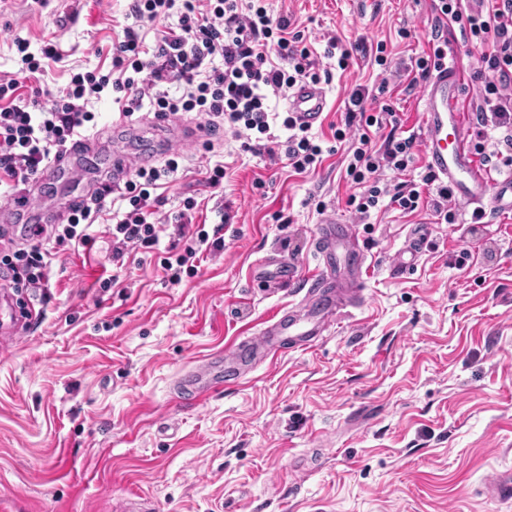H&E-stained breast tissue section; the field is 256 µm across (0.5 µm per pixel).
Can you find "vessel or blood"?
Instances as JSON below:
<instances>
[{"instance_id":"b4317fda","label":"vessel or blood","mask_w":512,"mask_h":512,"mask_svg":"<svg viewBox=\"0 0 512 512\" xmlns=\"http://www.w3.org/2000/svg\"><path fill=\"white\" fill-rule=\"evenodd\" d=\"M459 103L456 70L448 67L432 74L422 105L427 164L460 201L472 206L474 213H485L490 207L512 213V178L488 180L474 163L461 130ZM326 107V90L318 83L299 84L288 97L289 111L310 127L321 122ZM315 251L318 264L309 277L308 294L301 307L277 310L259 335L240 340L231 355H213L192 371L181 385L190 388L194 401H204L223 386L243 380L259 356L274 357L287 350L315 347L343 310L360 304L366 254L354 226L333 216L320 218ZM254 275L283 282L294 279L296 270L273 254L256 265ZM484 492L495 500H511L512 471L495 473Z\"/></svg>"}]
</instances>
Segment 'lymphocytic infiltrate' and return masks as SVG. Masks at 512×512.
I'll use <instances>...</instances> for the list:
<instances>
[{"mask_svg":"<svg viewBox=\"0 0 512 512\" xmlns=\"http://www.w3.org/2000/svg\"><path fill=\"white\" fill-rule=\"evenodd\" d=\"M431 10L432 47L415 58L411 69L418 78L409 81L408 90L447 65L442 27L457 25L464 38L482 48L479 72L484 85L472 114L473 151L490 175L511 169L512 0H436ZM129 16L122 40L112 46L111 72L74 74L49 107L21 98L18 89L21 76L44 71L58 61L59 52L48 43L36 55L27 41H17L19 75L0 81V177L18 186L40 175L82 131L94 127L88 104L108 89L117 92L126 121H139L146 113L163 119L194 112L205 117L209 131H230L245 151L254 150L257 142L273 141L271 128L282 122L290 132L284 149L289 165L299 173L321 166L323 149L309 128L292 113L277 115L270 101L287 98L300 83L320 81V59L346 66L351 52L338 37H329L322 58H314L301 32L290 31L287 18L270 15L264 0H132ZM172 17L177 20L173 27L167 24ZM159 21L167 28L154 50H147L140 29ZM172 85L179 87V94L169 93ZM369 97L365 87L354 88L345 103V121L334 131L337 141L349 144L346 172L361 188L359 197L349 200L358 223H365L384 196L402 211H416L429 187L436 190L434 211L445 223H454L453 192L437 184L434 173L424 174L417 184L383 182V172L400 174L413 164L416 139L393 131V109L368 107ZM380 130L386 133L381 141L376 138ZM178 169L174 157L138 167L122 186L105 184L74 200L60 223L25 225V246L0 248V278L17 289L46 287L53 247L88 246L92 227L117 199L125 208L108 229L113 259L129 250L158 249L166 226L177 225L183 243L170 245L161 265L168 281L179 284L184 266L204 251L220 249L223 242L189 219L197 206L194 198H185L182 210L162 211L159 190Z\"/></svg>","mask_w":512,"mask_h":512,"instance_id":"lymphocytic-infiltrate-1","label":"lymphocytic infiltrate"}]
</instances>
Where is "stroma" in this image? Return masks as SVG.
Returning <instances> with one entry per match:
<instances>
[{
  "mask_svg": "<svg viewBox=\"0 0 512 512\" xmlns=\"http://www.w3.org/2000/svg\"><path fill=\"white\" fill-rule=\"evenodd\" d=\"M322 52L330 33L362 42L327 83L328 109L312 134L328 150L316 171L244 151L224 134L222 187L205 185L204 148L175 146L165 208L194 197L196 223L229 208L223 250L168 283L158 251L112 260L106 225L91 247H59L47 287L13 296L42 317L0 356V504L10 512H112L139 494L155 512H512L485 483L512 470V214L484 223L458 205L439 222L430 204L405 213L388 201L357 223L348 198L345 144L333 138L354 85L378 86L369 49L385 42L392 73L383 101L398 126L420 134L425 86L407 93L405 68L429 50L430 0H265ZM129 0H0V77L19 68L15 40L44 43L61 59L24 79L51 104L77 72L109 71ZM409 38H400V29ZM461 76L463 122L479 84L480 50L457 26L443 30ZM104 151L142 152L160 131L149 119L117 138L118 106L92 100ZM355 227L367 253L364 300L319 344L262 361L246 381L189 404L178 386L206 356L258 333L282 307L301 303L317 265L323 208ZM426 245L408 274L396 270L414 233ZM469 257H461V250ZM280 253L295 281L260 286L253 268Z\"/></svg>",
  "mask_w": 512,
  "mask_h": 512,
  "instance_id": "stroma-1",
  "label": "stroma"
}]
</instances>
